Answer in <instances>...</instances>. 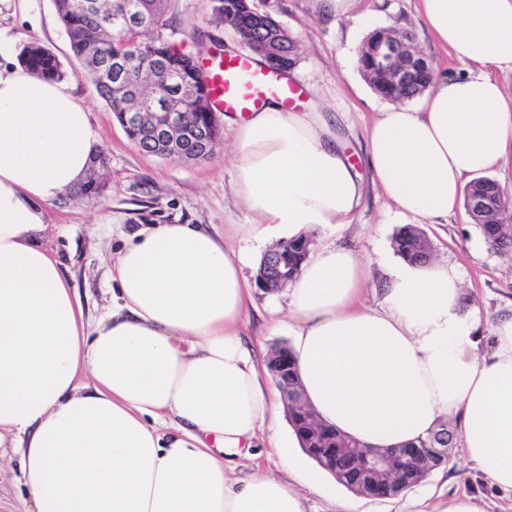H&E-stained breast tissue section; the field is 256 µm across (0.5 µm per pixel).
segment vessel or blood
Wrapping results in <instances>:
<instances>
[{
	"mask_svg": "<svg viewBox=\"0 0 512 512\" xmlns=\"http://www.w3.org/2000/svg\"><path fill=\"white\" fill-rule=\"evenodd\" d=\"M212 109L243 115L260 111L268 99L280 101L284 111L302 108L304 92L281 73L255 66L249 55L217 54L201 60Z\"/></svg>",
	"mask_w": 512,
	"mask_h": 512,
	"instance_id": "1",
	"label": "vessel or blood"
}]
</instances>
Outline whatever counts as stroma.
Returning a JSON list of instances; mask_svg holds the SVG:
<instances>
[{"instance_id":"35a3bbf8","label":"stroma","mask_w":512,"mask_h":512,"mask_svg":"<svg viewBox=\"0 0 512 512\" xmlns=\"http://www.w3.org/2000/svg\"><path fill=\"white\" fill-rule=\"evenodd\" d=\"M254 9L273 15L298 41L299 61L292 71L306 96L318 104L340 148L359 174L364 193L348 224L315 227V244L353 248L370 261L395 259L392 237L403 226L372 182L366 154V131L386 106V99L369 85L350 60L369 32L392 28L411 32L417 50L438 69L459 70L457 62L428 35L417 11V0H363L368 21L336 20L317 14L313 0H251ZM212 0H169L170 42L183 52L209 57L217 47L233 53L246 47L233 29H214ZM37 43L52 50L69 73L68 81L89 114L97 149L107 156L103 170L104 193L94 199L60 197L46 209L43 245L60 261L89 321H96L112 302L108 291L112 257L123 246L113 232L116 224L136 229L148 224H202L239 245L246 225L255 216L240 195L235 177V133L224 128L213 155L192 163L165 161L140 151L129 139L107 102L94 85L81 77L54 0H0V64H18L24 45ZM433 243L442 263L460 264L471 301L486 320L512 310V250L491 249L475 223L460 216L430 221L415 219ZM268 293L254 289L253 302L241 331L261 358L287 346V329H269ZM475 496L484 512H503V502L471 465L460 449H452L447 465L434 469L418 486L390 498L361 497L359 512H443L450 497ZM29 501L18 479V458H0V512H28Z\"/></svg>"}]
</instances>
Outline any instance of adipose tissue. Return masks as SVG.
<instances>
[{
	"instance_id": "obj_1",
	"label": "adipose tissue",
	"mask_w": 512,
	"mask_h": 512,
	"mask_svg": "<svg viewBox=\"0 0 512 512\" xmlns=\"http://www.w3.org/2000/svg\"><path fill=\"white\" fill-rule=\"evenodd\" d=\"M436 41L477 71L435 77L420 109L386 106L368 133L373 180L396 215L460 211L466 178L512 154V0H418ZM236 178L258 221L232 249L198 224L126 235L112 304L89 323L41 242L46 208L85 181L89 117L70 86L0 67V447L31 512H306L323 471L282 455L283 481L226 458L270 430L276 403L239 324L246 269L273 241L351 223L362 182L318 110L268 103L227 117ZM373 306L354 250L314 251L284 291L306 400L371 448L458 425L462 451L512 501V315H482L452 264H387Z\"/></svg>"
}]
</instances>
